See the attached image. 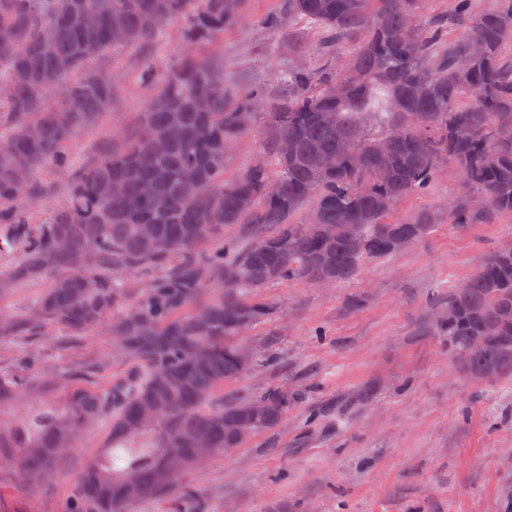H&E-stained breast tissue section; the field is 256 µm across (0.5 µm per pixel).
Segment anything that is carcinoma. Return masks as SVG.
Here are the masks:
<instances>
[{"instance_id": "obj_1", "label": "carcinoma", "mask_w": 512, "mask_h": 512, "mask_svg": "<svg viewBox=\"0 0 512 512\" xmlns=\"http://www.w3.org/2000/svg\"><path fill=\"white\" fill-rule=\"evenodd\" d=\"M424 0H288V13L327 34V67L282 74L291 94L273 106L260 162L224 180L225 150L247 125L248 100L228 105L224 68L200 57L159 81L137 135L87 167L48 224L22 209L34 174L61 172L73 132L107 111L115 94L95 61L154 39L175 20L201 44L237 17L224 0H0V252L24 261L0 275L14 284L54 273L22 319L0 316V336H35L56 325L86 333L113 312L112 336L134 366L94 391L43 400L21 428L0 424V456L15 455L31 484L52 479L82 429L101 424L107 442L81 473L64 512H131L178 493L161 478L170 449L183 473L276 427L297 394L271 387L241 401L217 390L257 365L238 361L237 336L269 320L259 297L271 284L354 277L369 260L412 244L433 215L392 220L427 194L440 172L456 173L448 223L485 224L512 215V0H448L426 19ZM96 24L87 26L86 16ZM351 44L345 54L340 47ZM197 176L187 198V173ZM274 184L271 195L266 186ZM252 239H224L243 217ZM275 232H267L269 226ZM155 272L135 301L121 275ZM212 288L219 296L201 304ZM429 331L469 372L512 376V248L497 250L448 297ZM484 338L475 351L471 343ZM29 389L0 374V406ZM247 433H233L235 424Z\"/></svg>"}]
</instances>
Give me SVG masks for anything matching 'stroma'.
Wrapping results in <instances>:
<instances>
[{"label": "stroma", "mask_w": 512, "mask_h": 512, "mask_svg": "<svg viewBox=\"0 0 512 512\" xmlns=\"http://www.w3.org/2000/svg\"><path fill=\"white\" fill-rule=\"evenodd\" d=\"M287 0H244L235 21L198 48L224 69L234 98L253 103L246 130L234 139L224 177L241 175L263 148L266 114L288 96L279 72L321 71V32L289 16ZM278 19L269 29L267 18ZM182 22L151 42L95 62L111 75L112 105L90 129L76 131L64 172L45 167L34 180L38 204L29 217L48 222L80 172L133 137L152 96L142 74L180 65ZM458 175L441 176L430 195L400 203L395 217L438 211L418 241L367 262L351 280L321 289L303 281L270 285L273 317L243 330L240 342L272 354L271 364L225 382L221 398H249L272 386L302 392L279 427L241 448L198 465L181 483L203 512H512V377L471 375L426 327L427 304L469 278L483 259L512 244V217L492 224H452L444 208ZM51 275L16 283L0 312L23 318ZM55 377L74 371L93 390L122 378L131 361L120 354L109 323L81 336L57 328L46 336L0 340V372ZM105 430L86 429L58 463L52 482L31 486L0 460V512H63L86 461L104 446Z\"/></svg>", "instance_id": "obj_1"}]
</instances>
